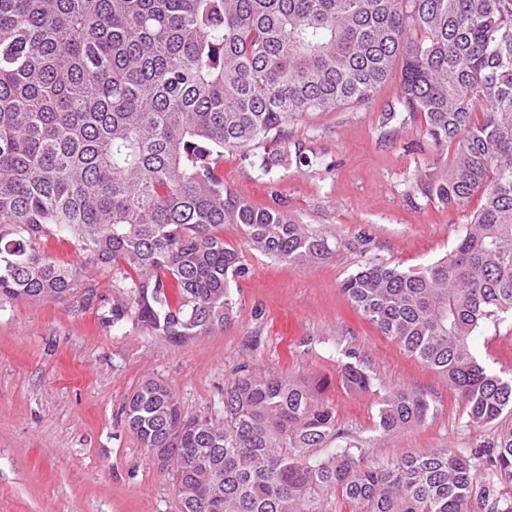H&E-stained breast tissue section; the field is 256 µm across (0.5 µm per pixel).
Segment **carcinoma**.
Returning <instances> with one entry per match:
<instances>
[{
    "label": "carcinoma",
    "instance_id": "1",
    "mask_svg": "<svg viewBox=\"0 0 512 512\" xmlns=\"http://www.w3.org/2000/svg\"><path fill=\"white\" fill-rule=\"evenodd\" d=\"M398 62L397 103L454 147L425 196L480 206L448 259L370 264L342 293L448 380L468 422L511 418L512 377L483 365L474 340L512 311V0H0V305L67 299L176 345L231 325L248 268L224 225L296 268L332 248L224 187V152L371 102ZM50 237L118 271L109 307L83 265L41 253ZM344 357L343 383L371 387L356 353ZM434 412L420 392L389 391L378 429ZM124 414L174 469L180 512H512V424L467 454L371 463L320 387L246 369L220 421L186 415L154 377Z\"/></svg>",
    "mask_w": 512,
    "mask_h": 512
}]
</instances>
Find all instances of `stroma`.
Wrapping results in <instances>:
<instances>
[{"label": "stroma", "mask_w": 512, "mask_h": 512, "mask_svg": "<svg viewBox=\"0 0 512 512\" xmlns=\"http://www.w3.org/2000/svg\"><path fill=\"white\" fill-rule=\"evenodd\" d=\"M390 80L367 104L315 112L288 127L285 140L253 155L228 152L224 184L280 211L334 243L332 255L301 269L247 250L238 225L224 241L248 265L229 327L182 345L134 319L102 321L100 309L71 302L17 300L0 305V512H180L172 472L130 434L122 406L146 377L165 380L185 411L221 418L224 393L241 366L310 383L326 382L339 427L370 439L368 458L383 461L437 448L470 452L495 427L467 421L447 380L409 356L358 314L343 282L370 263L415 270L446 257L480 205L439 208L423 192L448 152L437 149L421 118L400 113ZM275 158L270 172L260 159ZM356 352L374 379L366 390L341 380V348ZM480 359L512 374V316L475 339ZM428 395L437 411L425 424L378 435L377 402L388 390Z\"/></svg>", "instance_id": "stroma-1"}]
</instances>
